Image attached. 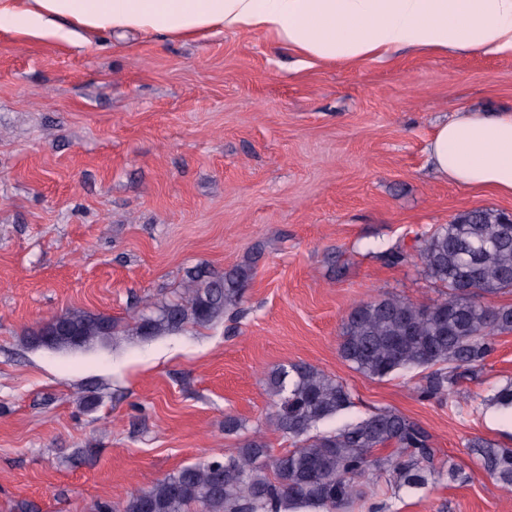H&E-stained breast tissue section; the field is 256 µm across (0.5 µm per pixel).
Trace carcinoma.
I'll list each match as a JSON object with an SVG mask.
<instances>
[{"label":"carcinoma","instance_id":"1","mask_svg":"<svg viewBox=\"0 0 512 512\" xmlns=\"http://www.w3.org/2000/svg\"><path fill=\"white\" fill-rule=\"evenodd\" d=\"M429 275L448 292L420 305L383 296L356 305L342 325L340 357L371 379L426 366L420 397L449 400L466 380L479 376L495 350V336L512 333V305L496 306L493 296L512 292V221L505 212L475 208L438 227L417 246ZM252 277L248 263L224 272L198 269L176 299L139 311L133 323L82 309L54 319L69 331L26 342L56 351H80L121 336L144 340L177 333L189 325L208 326L236 310ZM272 396L267 421L296 448L273 456L255 435L224 457L181 467L152 487L137 490L99 512H345L377 494L376 479L388 474L395 488L425 486L430 477L458 470L437 458L430 436L418 423L389 409L354 424L312 434L317 426L352 406L348 388L307 364L279 365L268 372ZM489 402L512 413V380ZM387 446L393 453L380 458ZM468 447L498 484L512 488V448L485 439Z\"/></svg>","mask_w":512,"mask_h":512}]
</instances>
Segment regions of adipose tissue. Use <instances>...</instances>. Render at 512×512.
<instances>
[{
  "mask_svg": "<svg viewBox=\"0 0 512 512\" xmlns=\"http://www.w3.org/2000/svg\"><path fill=\"white\" fill-rule=\"evenodd\" d=\"M0 28L49 42L260 33L312 64H354L402 48L512 52V0H0ZM429 151L448 181L512 196L511 112L461 113Z\"/></svg>",
  "mask_w": 512,
  "mask_h": 512,
  "instance_id": "adipose-tissue-1",
  "label": "adipose tissue"
}]
</instances>
